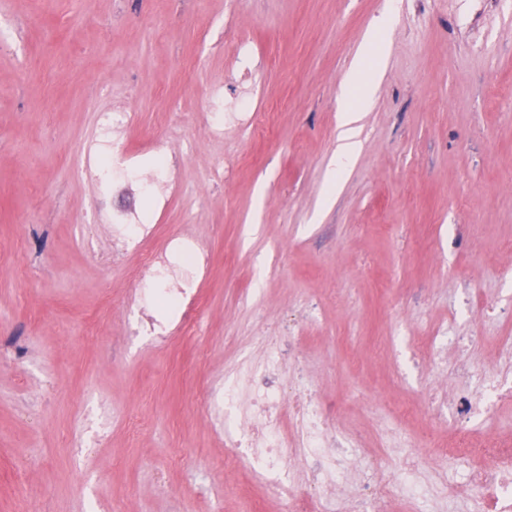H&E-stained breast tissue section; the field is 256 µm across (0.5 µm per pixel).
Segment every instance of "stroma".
I'll list each match as a JSON object with an SVG mask.
<instances>
[{
    "label": "stroma",
    "instance_id": "obj_1",
    "mask_svg": "<svg viewBox=\"0 0 512 512\" xmlns=\"http://www.w3.org/2000/svg\"><path fill=\"white\" fill-rule=\"evenodd\" d=\"M360 152L328 199L342 78L375 18ZM0 512H278L199 405L265 336L381 452L391 430L448 438L457 377L512 336V0H0ZM257 85L264 126L211 139L210 92ZM132 150L164 142L183 192L80 177L109 112ZM98 209L139 210L210 254L205 334L124 336L135 257L109 262ZM91 224L94 251L79 242ZM147 408L137 442L83 426L97 398Z\"/></svg>",
    "mask_w": 512,
    "mask_h": 512
}]
</instances>
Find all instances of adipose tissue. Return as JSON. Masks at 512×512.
Here are the masks:
<instances>
[{
    "instance_id": "adipose-tissue-1",
    "label": "adipose tissue",
    "mask_w": 512,
    "mask_h": 512,
    "mask_svg": "<svg viewBox=\"0 0 512 512\" xmlns=\"http://www.w3.org/2000/svg\"><path fill=\"white\" fill-rule=\"evenodd\" d=\"M373 91L364 59H357L347 70L340 86L339 144L330 161L332 177H339L354 158L357 148L356 124L360 119L361 105Z\"/></svg>"
}]
</instances>
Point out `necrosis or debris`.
Masks as SVG:
<instances>
[{
  "label": "necrosis or debris",
  "instance_id": "necrosis-or-debris-1",
  "mask_svg": "<svg viewBox=\"0 0 512 512\" xmlns=\"http://www.w3.org/2000/svg\"><path fill=\"white\" fill-rule=\"evenodd\" d=\"M135 112L104 115L99 139L84 150L81 173L96 178L101 167L119 173L134 169V152L127 131ZM155 225L144 223L140 212L123 213L112 224V256L137 257L130 276L136 287L123 302L133 313L131 333L168 343L173 335H204V306L191 284L208 269L207 253L194 242L170 236L163 247L150 248ZM165 289L169 318L141 316L153 287ZM465 379L477 380L481 397L461 393L454 400L455 441L451 447H431L405 437L412 451L404 472L382 467L374 478L354 465L361 440L339 430L330 408L296 382H285L282 360L267 348L260 360L242 358L211 383L202 400L206 414L223 423L224 435L235 450V465L248 469L265 491L277 494L285 512H386L394 501L417 505L427 490L419 479L421 469L436 472L465 459L464 480H448L441 488L450 512H512V448L487 435L471 437V424L480 414L512 402L499 367L477 369L458 365Z\"/></svg>",
  "mask_w": 512,
  "mask_h": 512
}]
</instances>
